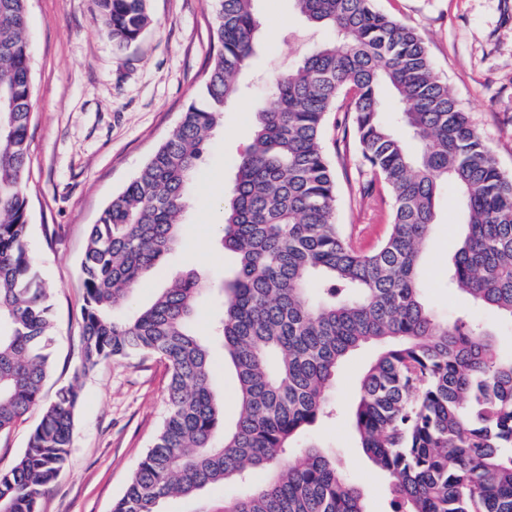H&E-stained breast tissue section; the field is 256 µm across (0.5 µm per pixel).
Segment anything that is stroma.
Returning <instances> with one entry per match:
<instances>
[{
  "instance_id": "obj_1",
  "label": "stroma",
  "mask_w": 512,
  "mask_h": 512,
  "mask_svg": "<svg viewBox=\"0 0 512 512\" xmlns=\"http://www.w3.org/2000/svg\"><path fill=\"white\" fill-rule=\"evenodd\" d=\"M215 0H150L153 23L125 51L102 35L92 0H29L33 119L29 175L28 248L49 291L52 370L45 399L74 383L80 388L72 445L40 512H111L166 415L167 371L155 358L135 355L82 370L79 360L84 291L80 263L89 228L128 185L178 123L203 100L212 62ZM376 8L416 27L437 73L480 129L500 166L512 172V0H375ZM261 40L245 75L246 90L227 107L189 186L179 246L117 307L128 317L151 302L177 274L195 271L210 283L231 273L232 254L217 253L215 200L230 193L237 165L251 141L253 114L272 74L293 66L307 27L292 0H256ZM343 109L330 112L325 146L336 169L335 220L363 249L388 230L391 202L383 190L363 196L353 140H341ZM461 199L444 187L437 222L423 247L426 300L434 314H469L512 356V320L472 306L446 280L461 228ZM376 350L354 351L336 377V416L319 422L311 438L330 448L368 512H390L382 474L368 461L351 424L358 381Z\"/></svg>"
}]
</instances>
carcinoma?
Instances as JSON below:
<instances>
[{
  "instance_id": "obj_1",
  "label": "carcinoma",
  "mask_w": 512,
  "mask_h": 512,
  "mask_svg": "<svg viewBox=\"0 0 512 512\" xmlns=\"http://www.w3.org/2000/svg\"><path fill=\"white\" fill-rule=\"evenodd\" d=\"M27 0H0V434L31 410L26 448L0 469V512H39L72 444L75 384L43 404L52 315L27 246L33 97ZM255 0H217L205 103L190 104L166 141L104 209L81 261V366L150 355L167 370V414L112 512H162L214 484H247L220 512H366L336 456L302 441L332 414L336 371L354 350L380 348L352 415L358 447L384 475L391 512H512V359L492 332L439 321L424 297L423 245L442 185L465 212L451 287L512 319V174L437 75L417 30L374 0H293L328 38L277 73L255 113L220 246L235 258L214 286L189 271L134 316L115 315L178 244L188 185L255 52ZM122 51L151 25L149 0H93ZM350 96L361 164L392 198V221L369 251L335 224L336 174L323 148L326 115ZM212 297L211 334L192 322ZM234 371L239 410L224 428L211 356ZM253 471L265 473L247 483Z\"/></svg>"
}]
</instances>
